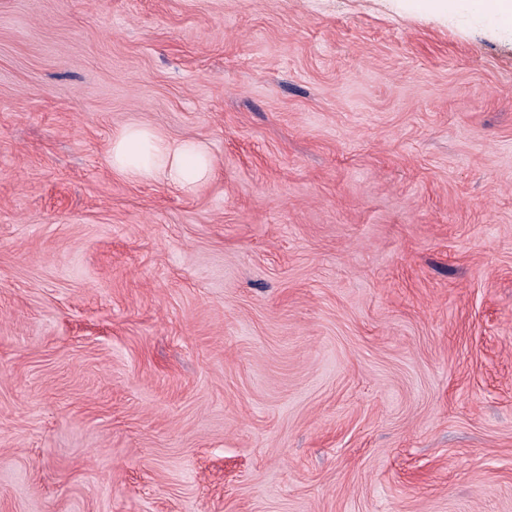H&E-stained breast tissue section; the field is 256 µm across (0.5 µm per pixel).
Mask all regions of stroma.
Masks as SVG:
<instances>
[{"label": "stroma", "instance_id": "35a3bbf8", "mask_svg": "<svg viewBox=\"0 0 512 512\" xmlns=\"http://www.w3.org/2000/svg\"><path fill=\"white\" fill-rule=\"evenodd\" d=\"M0 512H512V25L0 0ZM112 172L133 182L163 181L193 189L213 171L208 147L198 140L171 142L152 127L132 122L112 135Z\"/></svg>", "mask_w": 512, "mask_h": 512}]
</instances>
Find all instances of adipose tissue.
<instances>
[{"label": "adipose tissue", "mask_w": 512, "mask_h": 512, "mask_svg": "<svg viewBox=\"0 0 512 512\" xmlns=\"http://www.w3.org/2000/svg\"><path fill=\"white\" fill-rule=\"evenodd\" d=\"M109 164L113 173L127 180L163 181L183 190L193 189L213 171L212 157L203 142H172L138 122L113 134Z\"/></svg>", "instance_id": "obj_1"}]
</instances>
